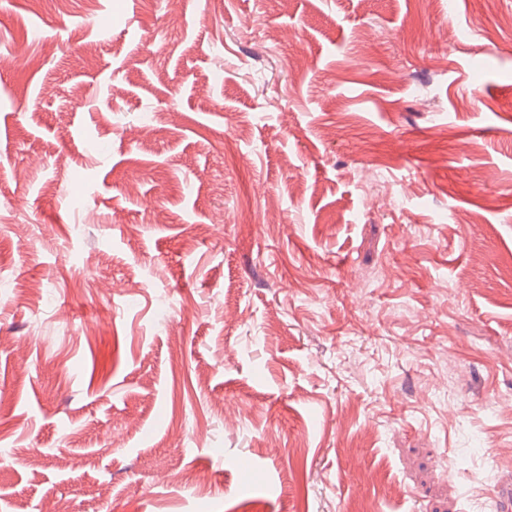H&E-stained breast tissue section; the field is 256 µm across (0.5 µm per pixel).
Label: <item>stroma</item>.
I'll list each match as a JSON object with an SVG mask.
<instances>
[{"label": "stroma", "instance_id": "35a3bbf8", "mask_svg": "<svg viewBox=\"0 0 512 512\" xmlns=\"http://www.w3.org/2000/svg\"><path fill=\"white\" fill-rule=\"evenodd\" d=\"M0 257V512H497L512 0H0Z\"/></svg>", "mask_w": 512, "mask_h": 512}]
</instances>
